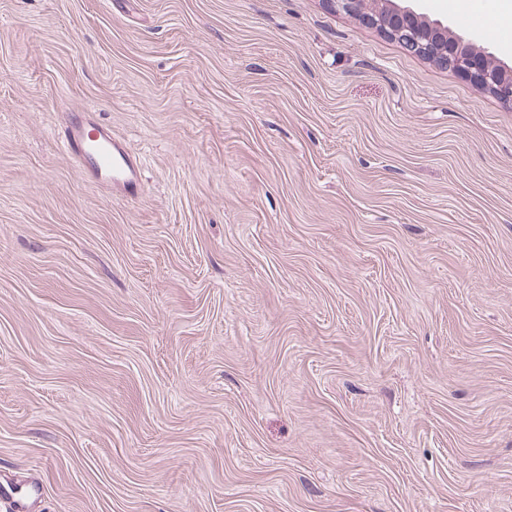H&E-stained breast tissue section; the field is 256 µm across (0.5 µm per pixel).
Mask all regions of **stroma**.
Masks as SVG:
<instances>
[{"label": "stroma", "mask_w": 512, "mask_h": 512, "mask_svg": "<svg viewBox=\"0 0 512 512\" xmlns=\"http://www.w3.org/2000/svg\"><path fill=\"white\" fill-rule=\"evenodd\" d=\"M1 490L512 512V103L336 0H0ZM62 139L95 184L121 198L141 194L140 158L112 134V129L94 122L87 112H72Z\"/></svg>", "instance_id": "obj_1"}]
</instances>
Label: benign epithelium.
Instances as JSON below:
<instances>
[{
    "mask_svg": "<svg viewBox=\"0 0 512 512\" xmlns=\"http://www.w3.org/2000/svg\"><path fill=\"white\" fill-rule=\"evenodd\" d=\"M346 12L363 23L396 39L409 52L425 55L440 49L435 62L476 84L486 86L502 101L512 103V68L497 64L490 52L473 53V45L454 35L447 26L431 20L410 6L395 0L386 2L382 12L371 8L369 0H337Z\"/></svg>",
    "mask_w": 512,
    "mask_h": 512,
    "instance_id": "obj_1",
    "label": "benign epithelium"
}]
</instances>
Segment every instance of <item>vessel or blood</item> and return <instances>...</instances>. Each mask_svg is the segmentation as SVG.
<instances>
[{"label":"vessel or blood","mask_w":512,"mask_h":512,"mask_svg":"<svg viewBox=\"0 0 512 512\" xmlns=\"http://www.w3.org/2000/svg\"><path fill=\"white\" fill-rule=\"evenodd\" d=\"M467 19L492 36L512 33V26L499 23L482 8L468 14ZM63 140L70 155L95 184L121 198L140 195L141 161L110 128L94 122L88 113L74 112L64 126Z\"/></svg>","instance_id":"1"}]
</instances>
